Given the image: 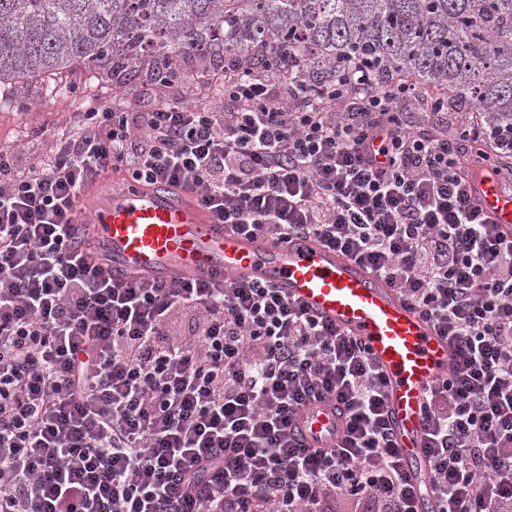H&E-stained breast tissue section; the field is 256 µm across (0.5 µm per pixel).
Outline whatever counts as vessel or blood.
I'll use <instances>...</instances> for the list:
<instances>
[{
  "mask_svg": "<svg viewBox=\"0 0 512 512\" xmlns=\"http://www.w3.org/2000/svg\"><path fill=\"white\" fill-rule=\"evenodd\" d=\"M469 196L484 218L512 230V178L475 170ZM76 223L90 225L87 246L119 280L168 283L256 277L325 324L360 340L387 381V409L420 512H435L424 453L422 407L455 356L447 339L369 268L319 242L272 243L215 223L193 194L165 183L129 187L102 181L84 199ZM302 446L324 448L340 436L333 403L315 402L292 420Z\"/></svg>",
  "mask_w": 512,
  "mask_h": 512,
  "instance_id": "1",
  "label": "vessel or blood"
}]
</instances>
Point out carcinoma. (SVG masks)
<instances>
[{
    "mask_svg": "<svg viewBox=\"0 0 512 512\" xmlns=\"http://www.w3.org/2000/svg\"><path fill=\"white\" fill-rule=\"evenodd\" d=\"M291 48L313 68L365 60L512 129V0H0V89L74 64L138 76L149 53L241 63Z\"/></svg>",
    "mask_w": 512,
    "mask_h": 512,
    "instance_id": "1",
    "label": "carcinoma"
}]
</instances>
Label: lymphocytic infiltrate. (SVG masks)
<instances>
[{
  "label": "lymphocytic infiltrate",
  "instance_id": "lymphocytic-infiltrate-1",
  "mask_svg": "<svg viewBox=\"0 0 512 512\" xmlns=\"http://www.w3.org/2000/svg\"><path fill=\"white\" fill-rule=\"evenodd\" d=\"M206 89L223 110L149 85L27 164L0 147V512H419L359 340L264 283L117 282L81 250V199L115 174L375 271L456 351L423 406L438 512H512V234L467 192L471 164L512 176V131L447 133L445 104L362 62L227 63ZM321 399L346 434L300 447L290 418Z\"/></svg>",
  "mask_w": 512,
  "mask_h": 512
}]
</instances>
